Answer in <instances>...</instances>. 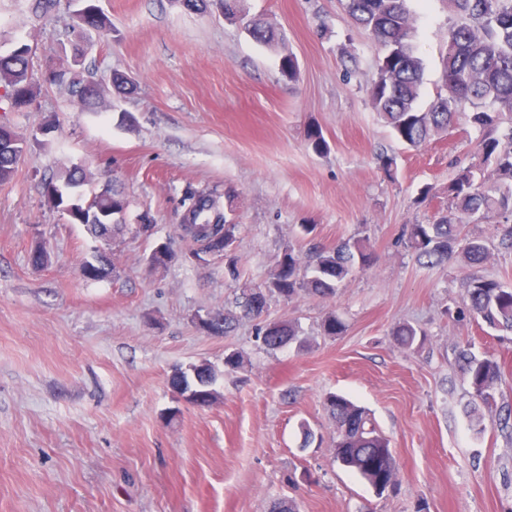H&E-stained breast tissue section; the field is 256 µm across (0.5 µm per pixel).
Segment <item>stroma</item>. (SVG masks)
I'll list each match as a JSON object with an SVG mask.
<instances>
[{"label":"stroma","mask_w":512,"mask_h":512,"mask_svg":"<svg viewBox=\"0 0 512 512\" xmlns=\"http://www.w3.org/2000/svg\"><path fill=\"white\" fill-rule=\"evenodd\" d=\"M108 35L75 28L76 0L36 18L29 0H0V51L17 41L45 61L68 62L88 44L82 71L104 83L101 106L81 112L64 88L42 87L22 112L0 109L27 151L0 185V512H270L280 498L300 512H512V335L460 318V285L472 273L512 288V249L494 222L470 224L492 259L480 270L460 262L425 267L401 243L409 224H425L448 204L458 167L491 171L466 113L420 148L402 145L374 112L369 87L379 48L344 12L341 0H246L286 37L299 75L283 79L279 55L256 44L242 24L181 0H93ZM414 44L424 67L420 105L440 89L446 0H409ZM136 80L115 94L112 72ZM133 123L121 125L122 113ZM54 121L44 143L37 128ZM329 148L315 152L309 127ZM395 157L388 179L381 156ZM85 164L92 189L114 182L129 207L126 230L92 241L49 204L44 184ZM432 194L418 202V191ZM233 191L241 282L222 258H191L177 232L186 187ZM152 236L137 233L142 219ZM317 242L366 239L377 257L336 296L272 299L266 320H296L304 350L269 352L242 321L231 335L201 332L194 315L233 308L239 283L259 284L285 244L307 250L300 225ZM176 259L152 267L157 243ZM50 259L29 262L35 242ZM111 254L114 271L89 281L93 251ZM345 324L324 335L330 314ZM427 333L423 346L399 348L400 322ZM470 346L502 365L495 410L477 431L469 387L455 363ZM238 351L241 369H224ZM207 362L218 398L197 407L174 393V366ZM370 413L390 441L398 485L376 495L334 458L336 425L327 393ZM316 434L303 447L301 424Z\"/></svg>","instance_id":"35a3bbf8"}]
</instances>
